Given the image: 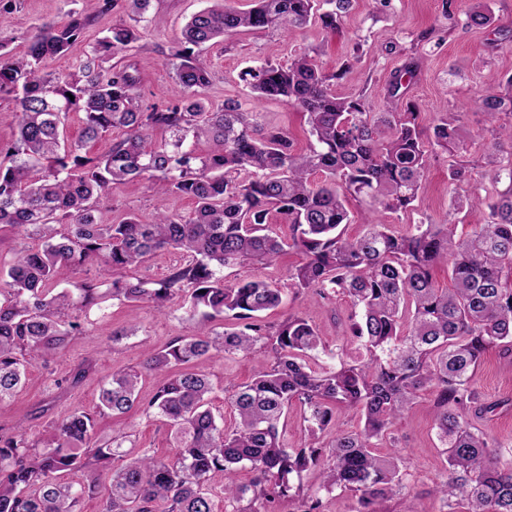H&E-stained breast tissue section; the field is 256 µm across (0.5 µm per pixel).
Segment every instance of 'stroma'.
<instances>
[{
  "instance_id": "stroma-1",
  "label": "stroma",
  "mask_w": 512,
  "mask_h": 512,
  "mask_svg": "<svg viewBox=\"0 0 512 512\" xmlns=\"http://www.w3.org/2000/svg\"><path fill=\"white\" fill-rule=\"evenodd\" d=\"M249 9L252 0H151L139 24L141 38L125 52L104 60V67L134 66L138 70L141 106L161 104L173 99L176 92L173 52L188 19L208 6ZM470 0H456L455 17L444 20L446 0H392L389 8H380L377 0H354L341 31L328 33L320 23L310 22L296 36L287 38L271 31H243L217 43H207L200 55L210 66L213 78L205 91L212 106L235 101L252 112L258 125L288 129L297 147H305L306 120L301 112L283 103L258 102L240 79L241 72L263 60L284 64L301 51H317L323 70L336 72L353 53H360L356 70L335 81L337 96L351 97L367 93L373 111H386L381 90L391 73L406 57L419 61L417 77L409 96L421 112L422 130H430L443 113H456L465 130L476 138L469 142L462 160L475 164L476 181L461 186L460 196H486L500 190L495 172L484 165L488 143L480 139L486 128L480 94L490 74H512V0H490L496 17L492 28L465 27L464 13ZM84 13L87 25L71 49L43 62L45 72L55 76H76L96 41L113 25L129 22L123 0L117 5H97L87 10L85 0H0V46L6 52L24 55L36 28L45 22L63 24L72 15ZM429 33V42H419L421 33ZM504 47L490 51L492 41ZM449 159L431 157L426 180L421 189L422 204L406 214L384 213L386 224L397 229L420 222H442L448 215ZM193 202L177 195H158L147 181L134 180L112 187L97 200V218L103 224H115L129 214L149 219L158 211L189 215ZM300 261L298 253L289 251L268 265H243L225 270L229 281L263 279L287 284L288 272ZM352 310L348 297L332 296L323 300L308 296L287 297L279 308L267 312L269 324L282 322L288 314H297L316 326L323 343L335 350L354 347L343 344V319ZM80 333L48 362H34L28 369L26 384L8 403L0 405V433L25 427L30 434H48L47 418L35 417L33 411L43 400L59 396V411L92 410L103 385L114 372L138 366L144 346L161 348L170 341L196 334L207 324L202 314H190L181 301L168 302L164 309L152 303H126L109 300L101 307L80 313ZM261 365L257 356L236 355L215 359L203 369L215 386L212 399L214 413L223 415L225 427L235 424L234 412L227 401V387L251 380ZM87 372L80 382L71 377L78 367ZM478 389L498 409L488 420H477L499 445L512 447V353L496 348L489 350L476 371ZM434 395L421 391L412 409L398 421L393 433L396 455L406 463L407 488L402 495L388 500L387 512H442L443 505L434 493L436 483L445 474L446 461L433 429ZM124 428L137 450H147L161 459L176 454L170 428L161 418L142 413L129 415Z\"/></svg>"
}]
</instances>
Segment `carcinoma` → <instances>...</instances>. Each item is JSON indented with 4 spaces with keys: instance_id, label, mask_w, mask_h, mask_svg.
<instances>
[{
    "instance_id": "cac0c4a2",
    "label": "carcinoma",
    "mask_w": 512,
    "mask_h": 512,
    "mask_svg": "<svg viewBox=\"0 0 512 512\" xmlns=\"http://www.w3.org/2000/svg\"><path fill=\"white\" fill-rule=\"evenodd\" d=\"M135 24H119L92 47L82 78L44 74L39 64L68 51L87 18L62 26L44 23L19 58L0 53V97L18 107L10 165L0 164V224L37 246L20 249L0 290V404L22 386L34 360L62 348L80 328L76 312L107 296L163 308L179 299L195 313L231 321L224 330H202L161 350L148 349L142 372L123 371L101 390L112 419L132 411L163 418L178 453L171 460L123 449L124 435L101 441L87 412L57 414L50 436L25 428L0 435V512H77L86 496L106 490L100 512H214L207 485L224 476V500L234 512H279L303 492V473L319 468L320 489L348 490L356 512H384L385 502L406 488L399 458L381 455L391 426L412 407L417 392H435L434 429L446 457L445 478L435 486L448 512H512V450L504 451L470 422L490 418L498 404L483 400L476 370L495 347L512 346V150L496 149L486 164L505 183L475 204L482 222L463 237L450 218L411 224L397 232L380 222L381 210L416 209L433 153L458 155L466 143L456 114L446 115L424 138L417 105L407 98L418 60L409 57L383 88L389 112H374L364 95L342 98L333 81L352 67L326 73L303 52L286 64L265 62L241 73L259 101L285 102L306 115L308 146L294 149L288 130L261 127L239 104L213 108L205 98L212 81L193 47L244 29L278 30L292 37L311 20L336 32L352 0H254L245 11L204 8L192 15L173 56L177 99L143 109L138 77L126 69L105 71L99 61L140 39L137 23L150 0H124ZM468 27L489 28V0L465 12ZM484 108L496 145H512V125L497 126L512 112V75L491 76ZM83 114L82 140L68 142L65 125ZM114 128L125 136L89 157L83 149ZM160 128L169 139L150 142ZM206 136L209 151L185 148L188 136ZM325 176L322 183L311 180ZM134 178L161 195L192 199L189 217L162 211L149 222L135 215L117 224L97 221L94 200ZM365 197L364 233L345 236L348 201ZM287 227L282 235L271 222ZM177 249L188 262L155 283L127 278V271L159 251ZM302 256L288 280L295 295L350 298V342L361 358L314 367L323 348L316 328L290 314L276 326L263 314L283 303L277 283H231L226 268L245 262L268 265L285 249ZM102 258L112 268L110 288L92 281L67 282L76 264ZM450 265L451 287L439 288L434 271ZM262 356L255 377L230 397L237 425L224 430L210 407L214 387L199 368L214 357ZM154 375L148 402L138 397L141 373ZM305 407L308 436L295 448L282 440L288 407ZM355 409L358 431L336 430L327 444L319 435L337 425L338 411ZM240 470L252 473L247 484ZM84 472L83 483L62 484L64 472Z\"/></svg>"
}]
</instances>
